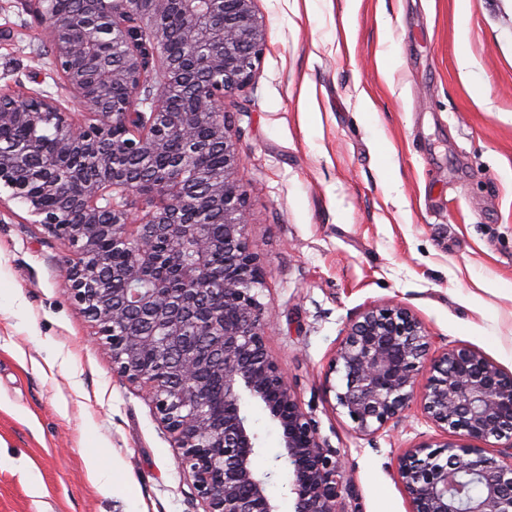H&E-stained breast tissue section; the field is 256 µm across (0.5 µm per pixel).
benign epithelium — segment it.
Segmentation results:
<instances>
[{"label": "benign epithelium", "instance_id": "7a95c632", "mask_svg": "<svg viewBox=\"0 0 512 512\" xmlns=\"http://www.w3.org/2000/svg\"><path fill=\"white\" fill-rule=\"evenodd\" d=\"M27 2L60 85L85 115L77 121L47 95L0 90V188L71 247L66 292L98 327L113 372L151 398L203 512H278L272 472L254 465L248 402L282 429L276 460L291 469L294 512H347L343 456L268 350L258 300L266 271L235 178L243 157L224 94L251 83L266 46L255 0H82L71 16ZM174 21L187 45L180 55L167 43ZM18 128L25 140L3 139ZM174 136L178 154L168 148ZM215 151L220 168L196 164ZM162 157L163 174L136 176L134 164ZM107 243L126 262L108 260ZM217 254L232 261L221 281ZM169 272L182 288H166ZM333 373L334 409L356 433L398 422L413 400L440 432L397 457L409 512H512V374L468 346L431 350L400 304L370 307L348 327L326 379Z\"/></svg>", "mask_w": 512, "mask_h": 512}]
</instances>
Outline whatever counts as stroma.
<instances>
[{"mask_svg":"<svg viewBox=\"0 0 512 512\" xmlns=\"http://www.w3.org/2000/svg\"><path fill=\"white\" fill-rule=\"evenodd\" d=\"M456 3L256 0L266 50L224 98L268 348L341 451L352 512H408L396 458L437 435L415 404L372 436L334 410L326 374L361 312L401 304L436 347L512 373V0ZM46 47L24 0H0V88L61 97ZM71 256L25 204L0 208V512H199L150 400L67 297ZM247 415L269 469L282 432L257 404Z\"/></svg>","mask_w":512,"mask_h":512,"instance_id":"obj_1","label":"stroma"}]
</instances>
